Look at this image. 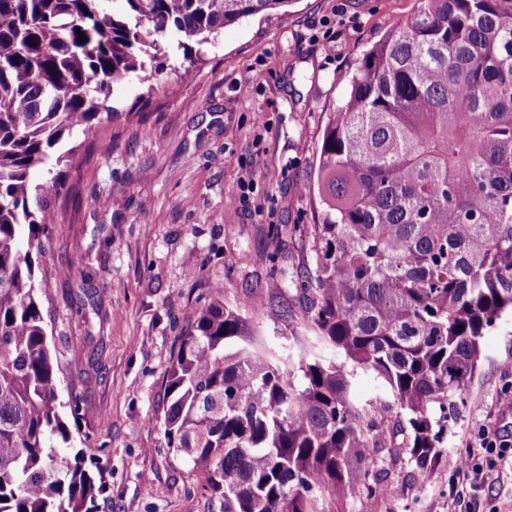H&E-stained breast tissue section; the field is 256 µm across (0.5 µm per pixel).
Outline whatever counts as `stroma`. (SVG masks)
<instances>
[{"mask_svg":"<svg viewBox=\"0 0 512 512\" xmlns=\"http://www.w3.org/2000/svg\"><path fill=\"white\" fill-rule=\"evenodd\" d=\"M418 0H292L271 16L225 27L184 59L169 34L164 82L147 90L138 73L115 84L112 119L66 137L75 154L71 196H55V224L39 259L44 316L58 361V400L80 395L67 418L71 448L96 466L94 512H219L167 446L164 383L179 340L199 307L246 305L265 342L291 329L263 314L284 302L315 265L310 226L329 112L362 54ZM263 166L250 186L241 177ZM96 304L76 310L83 275ZM512 398V317L483 339L465 403L449 422L448 446L426 484L407 471L375 502L345 512H512V458L490 487L473 492L459 469L482 426L512 431L497 401Z\"/></svg>","mask_w":512,"mask_h":512,"instance_id":"stroma-1","label":"stroma"}]
</instances>
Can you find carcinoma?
I'll return each instance as SVG.
<instances>
[{
	"label": "carcinoma",
	"instance_id": "1",
	"mask_svg": "<svg viewBox=\"0 0 512 512\" xmlns=\"http://www.w3.org/2000/svg\"><path fill=\"white\" fill-rule=\"evenodd\" d=\"M0 0V512H90L101 492L56 407L38 283L65 135L128 73L161 85L167 36L199 45L291 0ZM367 53L322 134L298 342L246 309L195 312L167 373V447L221 512H343L448 444L484 331L512 314V0H422ZM85 36L86 41L79 40ZM464 330H458V327ZM381 383L352 396L357 371Z\"/></svg>",
	"mask_w": 512,
	"mask_h": 512
}]
</instances>
